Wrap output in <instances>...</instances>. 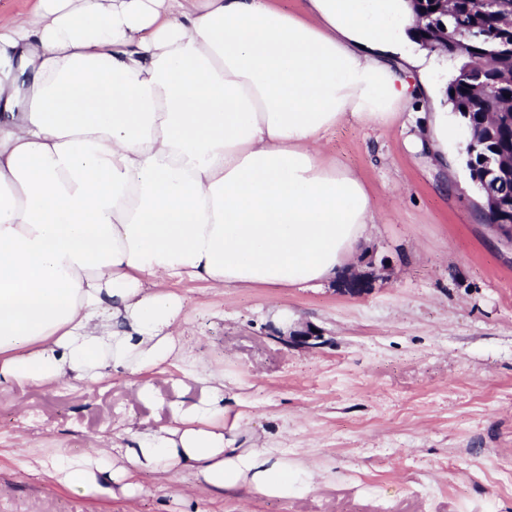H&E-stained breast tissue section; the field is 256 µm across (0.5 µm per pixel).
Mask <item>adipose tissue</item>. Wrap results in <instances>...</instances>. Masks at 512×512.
Here are the masks:
<instances>
[{
  "instance_id": "adipose-tissue-1",
  "label": "adipose tissue",
  "mask_w": 512,
  "mask_h": 512,
  "mask_svg": "<svg viewBox=\"0 0 512 512\" xmlns=\"http://www.w3.org/2000/svg\"><path fill=\"white\" fill-rule=\"evenodd\" d=\"M409 0H35L0 15V387L99 385L183 364L205 392L171 424L57 454L81 496L139 473L202 492L313 483L224 434V377L197 369L171 279L306 288L348 271L375 222L325 136L398 123Z\"/></svg>"
}]
</instances>
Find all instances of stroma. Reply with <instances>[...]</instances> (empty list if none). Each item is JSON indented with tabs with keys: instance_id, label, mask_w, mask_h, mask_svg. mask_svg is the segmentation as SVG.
I'll use <instances>...</instances> for the list:
<instances>
[{
	"instance_id": "obj_1",
	"label": "stroma",
	"mask_w": 512,
	"mask_h": 512,
	"mask_svg": "<svg viewBox=\"0 0 512 512\" xmlns=\"http://www.w3.org/2000/svg\"><path fill=\"white\" fill-rule=\"evenodd\" d=\"M401 126L346 123L328 136L381 205L359 271L362 295L170 281L185 297L199 369L223 374L224 431L267 448L311 487L285 498L203 493L191 470L138 476L136 499L83 497L46 467L59 451L169 423L203 390L180 367L87 386L0 388V512H512V249L481 215L456 145L432 165ZM315 328L316 347L275 338L274 313Z\"/></svg>"
}]
</instances>
